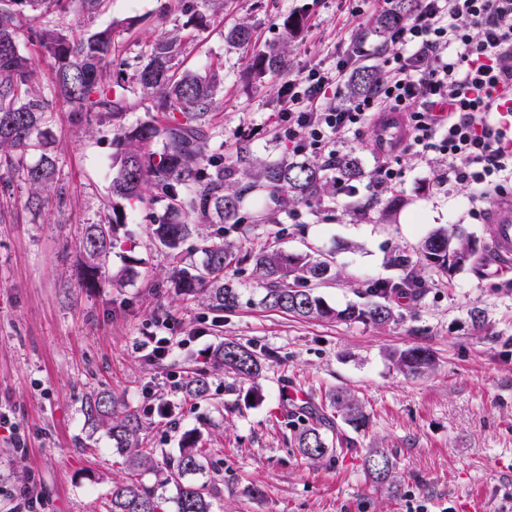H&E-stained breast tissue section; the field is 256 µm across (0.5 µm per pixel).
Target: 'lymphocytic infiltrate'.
<instances>
[{"mask_svg": "<svg viewBox=\"0 0 512 512\" xmlns=\"http://www.w3.org/2000/svg\"><path fill=\"white\" fill-rule=\"evenodd\" d=\"M390 41L398 51L368 95L340 97L362 46L289 85L278 120L289 144L330 162L355 127L400 113L402 150L446 155L437 182L470 187L469 215L488 219L492 198L512 196V0H420Z\"/></svg>", "mask_w": 512, "mask_h": 512, "instance_id": "lymphocytic-infiltrate-1", "label": "lymphocytic infiltrate"}]
</instances>
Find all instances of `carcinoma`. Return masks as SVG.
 Masks as SVG:
<instances>
[{
  "instance_id": "cac0c4a2",
  "label": "carcinoma",
  "mask_w": 512,
  "mask_h": 512,
  "mask_svg": "<svg viewBox=\"0 0 512 512\" xmlns=\"http://www.w3.org/2000/svg\"><path fill=\"white\" fill-rule=\"evenodd\" d=\"M100 0H0V164L13 167L31 147H42L40 161L22 168V179L29 187L30 203L37 206L42 194L53 182L55 163L49 153L46 128L52 100L38 87L32 58L21 53L19 37L25 19L37 20L55 11L74 7L89 14L98 9ZM183 7L206 18L224 12V0H181ZM420 0H392L389 9L371 20L372 32L386 40L401 24L413 16ZM304 28L303 19L287 16L282 23V37L277 44L259 53L255 66L259 72L277 73L285 63L288 44ZM27 39L44 49L54 60V97L71 106L70 120L86 127L96 121L114 122L127 109V82L136 84L142 95L153 101L157 110L167 114L165 124L144 121L125 127L118 125L112 136L115 151L112 166V196L143 200L151 187L161 190L167 200L166 213L151 225V235L161 248L177 256L185 242L196 232L199 223L218 226L214 237L202 240L197 251L199 264L175 269L173 288L184 295L202 300L211 311H232L239 306V288L228 278V271L244 266L252 268L263 288L262 304L271 310L298 319L336 320L388 324L394 316L389 304L392 294L420 296L427 281L409 258L397 254L394 266L405 271L396 281L376 280L368 284L364 304H348L337 309L314 292V286L336 277L332 257L309 253L291 254L271 246L243 247L224 241V225L238 224L246 194L266 202L263 223L274 224L281 213L296 204L323 206L336 198V169L351 181L364 172L352 154L336 156L334 166L289 153L284 150L273 160L253 157L248 140L238 141L233 169L245 180L244 188L235 189L225 176L224 155L208 152L213 136L211 111L214 94L221 82L220 68L205 75L180 73L175 60L181 51L182 37L175 33L154 41L147 62L132 77L108 70L112 55V28L86 37L65 34L45 22L27 30ZM225 40L237 47L252 43V27L239 22L225 34ZM382 80L375 66H359L348 75L345 98L350 99L374 90ZM120 216L112 225H85L82 247L88 283L112 282L106 275V262L114 245V233ZM420 254L425 266L437 274L448 275L478 261L471 247V235L463 230L448 232L440 227L423 239ZM213 364L237 377L254 381L265 368V359L249 347L226 340L213 351ZM389 360L404 374L417 376L434 365L431 352L420 346L395 349ZM186 393L202 398L208 392L205 371H196L183 383ZM327 400L346 425L354 430L365 427L367 415L361 401L346 389L328 392ZM87 421L107 429L112 447L126 457L132 470L152 465L154 450L139 446L142 421L127 409L124 400L110 391L87 397L84 405ZM299 453L312 461L325 459L333 452L322 424L310 425L296 435ZM203 452L198 437L187 433L176 456L169 461L165 481L175 484L176 512H212L213 493L207 483L187 481L185 477L204 471ZM395 462L390 453L370 449L362 458L367 476L376 484L387 483ZM166 499L142 483L122 480L113 483L111 512H166Z\"/></svg>"
}]
</instances>
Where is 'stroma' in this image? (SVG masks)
Returning a JSON list of instances; mask_svg holds the SVG:
<instances>
[{"mask_svg":"<svg viewBox=\"0 0 512 512\" xmlns=\"http://www.w3.org/2000/svg\"><path fill=\"white\" fill-rule=\"evenodd\" d=\"M178 0H101L89 16L53 13L63 31L112 28V66L134 74L149 44L177 32L184 38L185 68L205 72L221 62L212 109L210 150L232 156L249 137L254 157H276L287 142L276 121L284 90L304 72L335 65L356 44L381 47L369 30L385 0H224V14L199 25ZM168 13H161V6ZM302 14L305 29L278 73L256 77V54L278 42L285 15ZM251 24V47L235 48L227 28ZM70 108L54 101L48 127L55 180L40 206L29 202L20 174L0 172V512H18L19 489L36 484V512H109L113 480L125 477L121 456L105 429L87 422L84 399L110 390L142 418L144 447L154 468L141 481L165 499L170 457L184 434H199L206 449L203 480L215 486L214 512H512V269L484 258L480 272L427 274L425 293L392 302L386 326L302 321L266 309L250 269L233 279L241 305L214 317L197 300L174 289L156 292L175 264L149 236L166 203L113 198V127L88 131L72 125ZM376 126L346 134L340 153L355 154L365 172L358 181L362 211L336 203L304 204L278 223L260 224L261 202L246 196L241 222L226 226V240L269 244L289 253L333 256L336 280L315 292L330 306L363 302L362 287L397 279L389 260L401 252L419 261V245L434 229L462 227L479 242L487 224L468 215L465 186L437 185L446 163L432 152L403 153L401 176L380 194L369 191L377 157ZM396 205L382 216L378 200ZM121 216L118 243L108 261L114 283L86 287L82 234L87 224ZM485 316L474 331L470 313ZM173 337L174 350L150 359L147 336ZM227 339L266 358L257 382L215 368L210 352ZM421 346L435 358L421 376L402 373L390 351ZM208 374L206 397H188L182 384L193 370ZM258 389L261 398L245 396ZM343 388L363 403L365 428L334 422V456L302 457L294 436L330 415L325 395ZM300 392L290 400L287 390ZM173 403L162 418L152 408ZM382 448L395 461L392 484L368 480L362 458Z\"/></svg>","mask_w":512,"mask_h":512,"instance_id":"1","label":"stroma"}]
</instances>
